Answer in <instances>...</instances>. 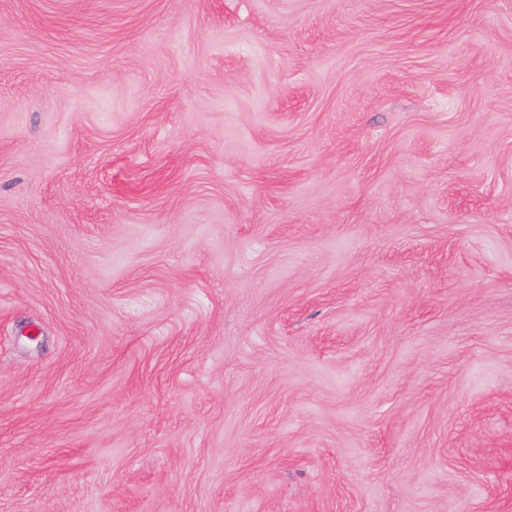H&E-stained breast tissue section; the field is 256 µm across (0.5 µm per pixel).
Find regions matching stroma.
I'll return each mask as SVG.
<instances>
[{"label":"stroma","instance_id":"1","mask_svg":"<svg viewBox=\"0 0 512 512\" xmlns=\"http://www.w3.org/2000/svg\"><path fill=\"white\" fill-rule=\"evenodd\" d=\"M0 512H512V0H0Z\"/></svg>","mask_w":512,"mask_h":512}]
</instances>
